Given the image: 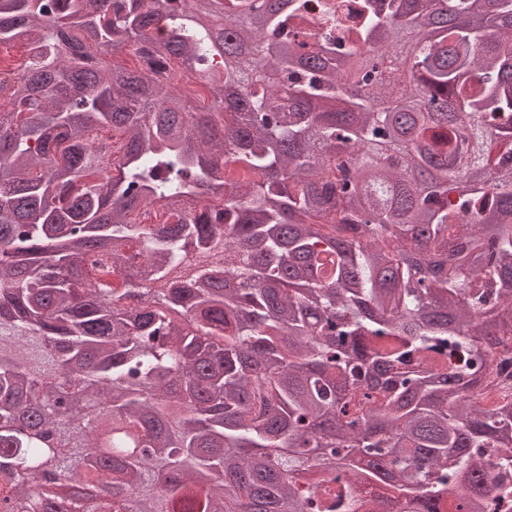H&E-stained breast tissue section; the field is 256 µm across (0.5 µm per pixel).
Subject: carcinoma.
Returning <instances> with one entry per match:
<instances>
[{
	"label": "carcinoma",
	"instance_id": "cac0c4a2",
	"mask_svg": "<svg viewBox=\"0 0 512 512\" xmlns=\"http://www.w3.org/2000/svg\"><path fill=\"white\" fill-rule=\"evenodd\" d=\"M288 3L0 0V43L33 49L0 76L18 512L507 495L512 384L480 379L512 354V0H330L314 32ZM123 49L140 68L106 69Z\"/></svg>",
	"mask_w": 512,
	"mask_h": 512
}]
</instances>
